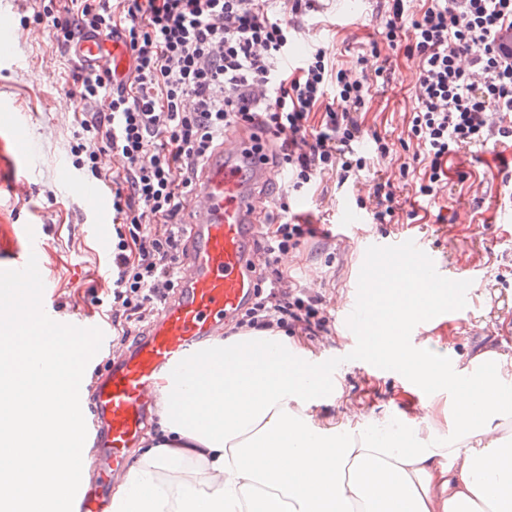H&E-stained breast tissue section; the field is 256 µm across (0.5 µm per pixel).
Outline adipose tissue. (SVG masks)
I'll list each match as a JSON object with an SVG mask.
<instances>
[{"instance_id":"adipose-tissue-1","label":"adipose tissue","mask_w":512,"mask_h":512,"mask_svg":"<svg viewBox=\"0 0 512 512\" xmlns=\"http://www.w3.org/2000/svg\"><path fill=\"white\" fill-rule=\"evenodd\" d=\"M367 283L379 313L366 352L409 377L410 428L324 413L341 395L334 369L284 329L239 328L159 377L158 427L112 512H512V356L430 351L406 329L444 290L391 264Z\"/></svg>"}]
</instances>
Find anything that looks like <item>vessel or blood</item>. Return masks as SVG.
I'll use <instances>...</instances> for the list:
<instances>
[{
  "instance_id": "obj_1",
  "label": "vessel or blood",
  "mask_w": 512,
  "mask_h": 512,
  "mask_svg": "<svg viewBox=\"0 0 512 512\" xmlns=\"http://www.w3.org/2000/svg\"><path fill=\"white\" fill-rule=\"evenodd\" d=\"M113 41L86 36L73 47L81 65L117 56ZM268 170L244 136L228 135L203 167L188 208V236L176 294L155 312L149 333L113 362L93 395L97 417L98 464L102 472H124L132 448L144 433L153 408L150 395L163 373L175 371L224 323L251 300L259 255L253 242L260 232L255 187ZM399 250L418 287L442 281L435 257L417 237L391 246L374 244L369 254ZM81 512H107L102 485L79 489Z\"/></svg>"
}]
</instances>
